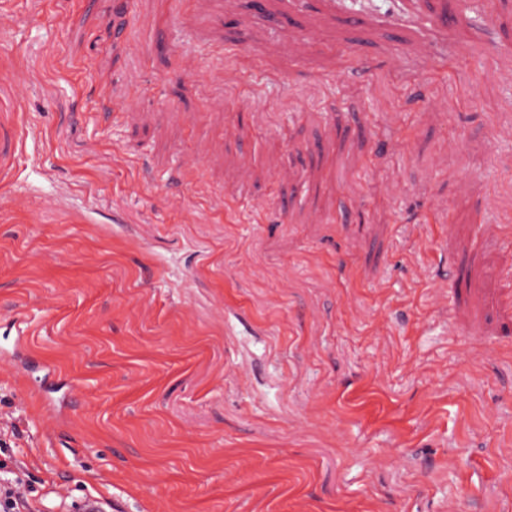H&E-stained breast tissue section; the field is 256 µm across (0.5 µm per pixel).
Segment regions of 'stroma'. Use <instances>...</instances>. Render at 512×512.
I'll return each instance as SVG.
<instances>
[{
    "label": "stroma",
    "instance_id": "35a3bbf8",
    "mask_svg": "<svg viewBox=\"0 0 512 512\" xmlns=\"http://www.w3.org/2000/svg\"><path fill=\"white\" fill-rule=\"evenodd\" d=\"M246 2L210 40L201 0H130L131 56L113 0H10L0 485L32 512L89 495L121 512H512L495 276L512 231L484 234L512 219V88L487 78L512 0H479L481 27L460 22L426 76L384 65L405 33L378 11L308 49L312 13L266 33ZM227 66L237 84L211 80ZM190 152L207 164L184 170ZM455 261L464 289L437 308Z\"/></svg>",
    "mask_w": 512,
    "mask_h": 512
}]
</instances>
